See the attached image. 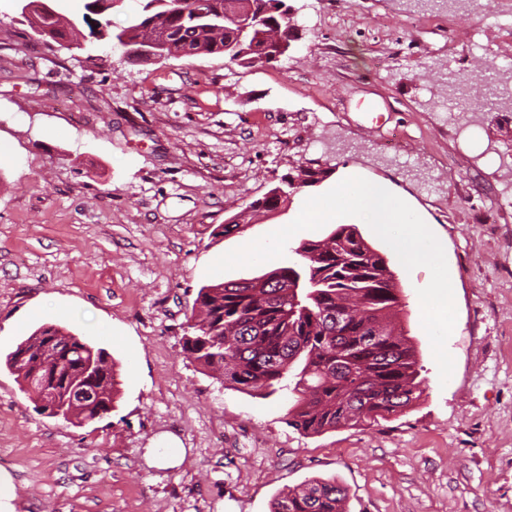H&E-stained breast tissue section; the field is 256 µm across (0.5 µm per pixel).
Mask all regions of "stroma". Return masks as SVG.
<instances>
[{
	"instance_id": "35a3bbf8",
	"label": "stroma",
	"mask_w": 512,
	"mask_h": 512,
	"mask_svg": "<svg viewBox=\"0 0 512 512\" xmlns=\"http://www.w3.org/2000/svg\"><path fill=\"white\" fill-rule=\"evenodd\" d=\"M297 39L278 62L123 59L34 36L0 0V469L16 512H271L312 480L347 490L345 512H512V112L448 105L446 74L477 79L486 28L512 0L424 10L415 0H291ZM359 167L410 196L441 242L457 319L441 383L417 291L428 268L389 263L423 394L376 423L305 435L287 392L221 385L181 336L202 286L298 262L210 275L223 254L288 225L295 205L222 225L297 167ZM67 315H59L58 307ZM44 324L106 349L119 395L103 418L43 414L5 365ZM185 456L146 457L160 436Z\"/></svg>"
}]
</instances>
